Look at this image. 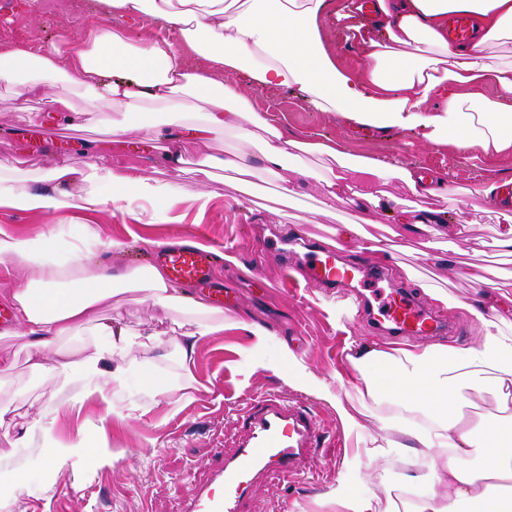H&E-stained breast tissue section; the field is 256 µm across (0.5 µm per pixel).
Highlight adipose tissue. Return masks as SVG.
<instances>
[{
  "label": "adipose tissue",
  "instance_id": "ef3b65f1",
  "mask_svg": "<svg viewBox=\"0 0 512 512\" xmlns=\"http://www.w3.org/2000/svg\"><path fill=\"white\" fill-rule=\"evenodd\" d=\"M101 2L112 14L150 29V37L134 40L122 28L77 33L64 25L55 43L1 50L0 82L20 98L39 100L42 111L59 114L73 127L81 114L54 91L59 78L116 107L113 136L145 135L143 113L151 102L170 115L167 141L203 142L224 129L234 132L239 145L201 158L195 191L158 178L152 166L117 171L92 148L82 165L54 163L33 187L0 174V207L51 216L107 201L127 211L141 202L171 207L187 197L205 204L231 183L252 197L269 198L284 224L290 210L301 208L310 185L317 195L314 212L332 215L340 204L358 212L331 228L336 249L353 246L385 257L387 245L364 228L366 214L382 212L404 232L428 233L423 256L443 267L448 243L434 227L435 211L417 202L429 191L422 174L324 140L288 137L276 117L255 107L251 89L294 87L315 111L380 130L409 129L429 147L461 143L486 154L512 147V54L490 53L512 43V0H378L384 30L354 28L366 63L359 71L342 68L325 45L330 0ZM452 14L476 21V40L449 47L445 29ZM487 85L495 87V98L483 95ZM394 179L411 190L413 200L389 204L386 186ZM118 247L89 227L74 243L63 241L54 227L29 237L0 229V260L30 272L5 292L16 335L26 337L38 355L60 337L83 338L79 357L48 367L57 390L72 392L79 402L106 398L133 367L132 350L143 344L138 332L90 328L112 298L143 292L154 307L186 316L192 332L173 340L184 364L202 338L232 325L223 310L187 295L159 267L115 272L102 264V256ZM468 276L486 289L480 302L460 305L429 278L423 288L442 308H465L480 328L475 345H350L346 360L358 397L352 402L336 395L332 401L346 432L368 453L453 457L444 470L421 477L448 487L447 507L429 499L427 512H512V426L499 420L512 411V320L495 305L499 285L488 271L477 267ZM488 398L497 414L478 413ZM370 404L384 410L385 425L399 440L381 443L361 433L358 417ZM471 455L477 463H468Z\"/></svg>",
  "mask_w": 512,
  "mask_h": 512
}]
</instances>
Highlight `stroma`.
<instances>
[{
  "mask_svg": "<svg viewBox=\"0 0 512 512\" xmlns=\"http://www.w3.org/2000/svg\"><path fill=\"white\" fill-rule=\"evenodd\" d=\"M104 22L99 0H0V47L47 44L61 25L82 29ZM54 89L85 115L83 125L71 132L75 143L69 161L83 162L84 150L91 144L103 148L118 169L158 164L155 150L110 149L112 108L62 80ZM252 98L257 107L272 109L291 135L327 139L354 154L452 174L454 189L436 187L422 200L423 205L444 212L449 261L459 267L470 263L501 267L493 228L504 212L484 189L492 170L501 180H512V150L486 156L466 146L427 147L406 129L384 132L314 111L295 88L257 89ZM22 105L0 84V172L29 180L55 161L56 145L49 140L36 149L28 143L31 124ZM460 210L466 223L456 221ZM48 221L75 235L90 226L102 238L121 242L112 265L130 269L154 264V243L173 240L189 226H203L201 243L223 246L227 255L216 271L224 280L225 315L261 324L271 341L257 349L247 330H225L197 347L191 365L194 388L174 390L170 383L182 369L170 339L181 333L179 314L154 308L144 293L125 295L123 301L99 310L100 323L141 332L158 330L163 337L133 351L135 368L124 382L113 385L107 400L89 399L75 408L71 393L58 391L48 376L32 372L26 338L5 335L6 325L0 322V406L8 409L0 425V467L18 469L21 476L20 486L0 488V512H182L185 501L208 479L216 449L229 451L239 445L243 432L237 421L238 405L256 395L284 403L304 402L327 440L295 482L260 481L245 512H328L324 500L347 478L354 462L367 490L379 494L391 488L399 512H411L413 500L424 499L429 492L437 501L447 502V488L418 480L428 465L444 467L446 457L430 462L363 455L335 407L318 394L323 385L340 396L352 391L346 361L351 342L393 347L397 341L366 319L341 313L340 304L350 298L347 289L272 287L281 255L262 249L259 238L277 229L278 223L255 199L228 185L206 208L187 199L173 206L166 219L153 222L113 209L108 202L88 211L59 213L50 220L0 208V228L22 237L41 232ZM448 289L461 307L442 311L441 316L459 332L443 336L442 341L458 347L475 344L478 330L462 306L481 300L484 290L459 276L451 277ZM285 347L307 366L311 374L307 384L293 385L265 370V363ZM41 414L50 423L52 440L65 450L61 467L50 466L39 448L16 442L21 425ZM84 435L98 439L103 457L98 466H90L74 447Z\"/></svg>",
  "mask_w": 512,
  "mask_h": 512,
  "instance_id": "35a3bbf8",
  "label": "stroma"
}]
</instances>
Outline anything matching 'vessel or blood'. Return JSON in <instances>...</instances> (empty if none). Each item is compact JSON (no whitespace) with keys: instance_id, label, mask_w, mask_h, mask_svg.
I'll return each instance as SVG.
<instances>
[{"instance_id":"b4317fda","label":"vessel or blood","mask_w":512,"mask_h":512,"mask_svg":"<svg viewBox=\"0 0 512 512\" xmlns=\"http://www.w3.org/2000/svg\"><path fill=\"white\" fill-rule=\"evenodd\" d=\"M473 29L470 18L448 17V44L466 43ZM195 230L181 232L180 243L157 250V260L170 280L206 286L211 301L224 303V285L213 271L218 253L193 246ZM310 285L343 288L351 279L348 270L338 268L331 253L313 255L305 270ZM378 315L388 334L394 336H438L447 326L423 307L407 290L393 286L383 297ZM246 435L232 453L217 452L213 477L192 496L186 512H242L241 505L255 482L262 477H298L314 448L320 445V431L311 411L274 399H247L238 418Z\"/></svg>"}]
</instances>
